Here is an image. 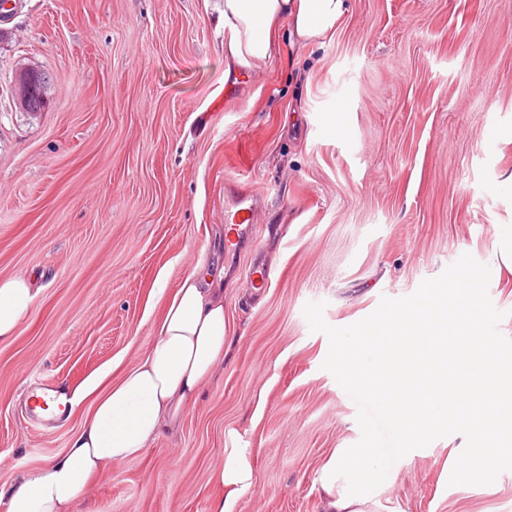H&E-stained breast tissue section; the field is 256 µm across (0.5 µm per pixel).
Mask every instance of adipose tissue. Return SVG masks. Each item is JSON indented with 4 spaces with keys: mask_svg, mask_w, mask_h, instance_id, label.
Returning a JSON list of instances; mask_svg holds the SVG:
<instances>
[{
    "mask_svg": "<svg viewBox=\"0 0 512 512\" xmlns=\"http://www.w3.org/2000/svg\"><path fill=\"white\" fill-rule=\"evenodd\" d=\"M346 9L347 0H224L225 73L258 70L278 50L282 25H289L291 37L303 44L329 38ZM35 296L26 273L0 278V341L15 336ZM153 328L151 347L106 393H98L94 380L79 389L47 392L51 407L64 414L87 400L92 411L62 455L36 473L0 486L5 512H75L89 498L93 479L113 463L143 455L179 424L224 368L223 269L199 264L190 270ZM383 456L373 442L336 449L319 474L327 512H377L394 479ZM213 479L218 494L211 512H236L254 487L251 449H225Z\"/></svg>",
    "mask_w": 512,
    "mask_h": 512,
    "instance_id": "1",
    "label": "adipose tissue"
}]
</instances>
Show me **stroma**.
<instances>
[{"label": "stroma", "instance_id": "35a3bbf8", "mask_svg": "<svg viewBox=\"0 0 512 512\" xmlns=\"http://www.w3.org/2000/svg\"><path fill=\"white\" fill-rule=\"evenodd\" d=\"M221 0H16L0 19V277L40 292L0 342V485L63 453L89 408L35 422L28 387L116 381L195 263L224 265L223 371L179 428L113 464L78 512H210L224 448L253 450L237 512H324L357 443L324 333L413 294L512 224V0H349L335 33L224 73ZM50 76L16 109L17 70ZM263 193L256 238L217 235L227 176ZM264 265L255 291L245 272ZM447 438L401 461L381 512H512V470L449 487Z\"/></svg>", "mask_w": 512, "mask_h": 512}]
</instances>
